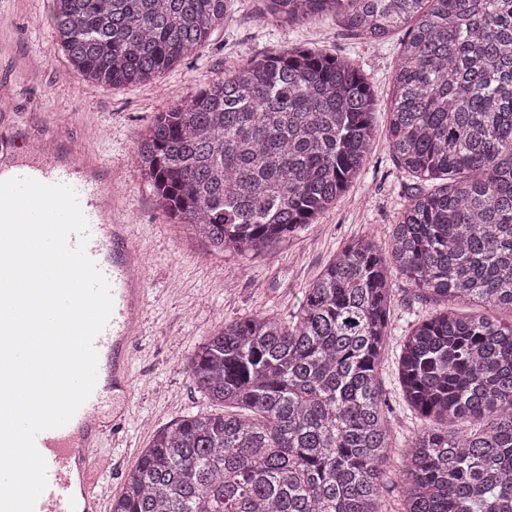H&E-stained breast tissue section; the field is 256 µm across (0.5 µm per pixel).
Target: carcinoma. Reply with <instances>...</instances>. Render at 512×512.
<instances>
[{
	"label": "carcinoma",
	"instance_id": "cac0c4a2",
	"mask_svg": "<svg viewBox=\"0 0 512 512\" xmlns=\"http://www.w3.org/2000/svg\"><path fill=\"white\" fill-rule=\"evenodd\" d=\"M230 0H53L56 40L100 86L156 78L206 46ZM334 16L383 43L409 25L388 143L423 182L388 246L361 238L296 320L205 337L190 377L223 412L156 431L110 512H385L391 423L379 360L395 280L440 306L404 336L397 381L423 425L400 512H512V0H263L260 19ZM377 102L347 59L307 46L224 71L158 113L134 163L213 252L246 257L323 215L365 166ZM459 305L482 314L461 313Z\"/></svg>",
	"mask_w": 512,
	"mask_h": 512
}]
</instances>
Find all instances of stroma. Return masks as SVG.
<instances>
[{"instance_id":"stroma-1","label":"stroma","mask_w":512,"mask_h":512,"mask_svg":"<svg viewBox=\"0 0 512 512\" xmlns=\"http://www.w3.org/2000/svg\"><path fill=\"white\" fill-rule=\"evenodd\" d=\"M52 0H0V81L13 87L10 107L20 142L65 123L70 140L97 153L116 177L133 212L147 302L144 332L132 356L133 400L117 449L123 470L148 447L156 430L211 405L194 387L189 361L201 340L224 323L256 314L293 320L309 285L336 253L370 236L386 244L404 202L407 179L388 149L391 78L404 32L373 46L332 16L302 25H266L258 0H233L224 25L202 50L185 56L148 84L119 88L88 82L71 67L49 21ZM305 44L349 59L369 76L378 103L376 139L349 189L314 224L249 257L209 251L190 228L159 206L135 167L134 152L156 113L223 77L225 67L260 54ZM436 311L400 287L390 311L391 333L381 358L382 381L393 430V457L421 426L405 410L397 383V354L409 326Z\"/></svg>"}]
</instances>
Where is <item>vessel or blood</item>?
Listing matches in <instances>:
<instances>
[{
	"mask_svg": "<svg viewBox=\"0 0 512 512\" xmlns=\"http://www.w3.org/2000/svg\"><path fill=\"white\" fill-rule=\"evenodd\" d=\"M23 177L73 188L87 235H70L68 245H85L108 281L112 298L109 320L94 339L99 375L92 393L67 424L36 437L46 462L47 486L34 512H103V481L112 463L92 457L91 451L117 438L130 414V346L141 333L147 298L145 280L136 272L140 252L131 217L112 192V173L99 156L46 142L23 149L8 165L0 164V181Z\"/></svg>",
	"mask_w": 512,
	"mask_h": 512,
	"instance_id": "obj_1",
	"label": "vessel or blood"
}]
</instances>
